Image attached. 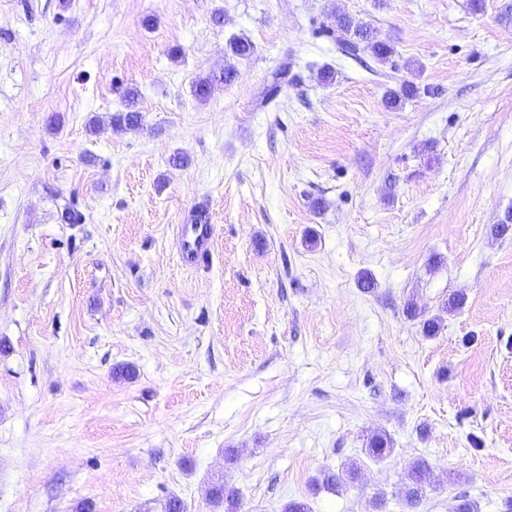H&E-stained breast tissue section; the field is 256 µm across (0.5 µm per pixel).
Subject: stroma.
<instances>
[{"label":"stroma","mask_w":512,"mask_h":512,"mask_svg":"<svg viewBox=\"0 0 512 512\" xmlns=\"http://www.w3.org/2000/svg\"><path fill=\"white\" fill-rule=\"evenodd\" d=\"M481 3L0 0V512H224L218 479L237 512H506L512 0ZM338 13L390 60L314 35ZM235 35L254 54L197 100ZM121 85L132 131L110 124ZM198 208L213 240L189 267ZM125 109L111 117L112 129L116 132L132 130L140 126L143 115L137 109V94L134 89L127 88L124 92ZM211 226L204 209H196L189 224L178 229V255L183 264H192L208 250ZM430 469V464L425 458L416 459L408 473L407 482L401 490L402 500L410 508H417L425 496L424 477Z\"/></svg>","instance_id":"1"}]
</instances>
